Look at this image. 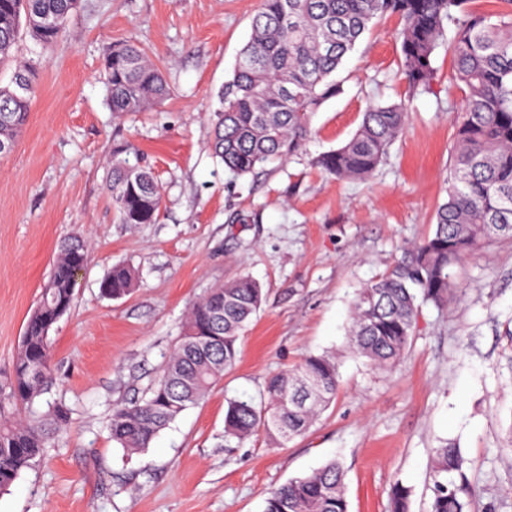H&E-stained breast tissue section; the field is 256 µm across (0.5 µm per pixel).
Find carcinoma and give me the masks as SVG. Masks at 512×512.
Segmentation results:
<instances>
[{
    "label": "carcinoma",
    "instance_id": "1",
    "mask_svg": "<svg viewBox=\"0 0 512 512\" xmlns=\"http://www.w3.org/2000/svg\"><path fill=\"white\" fill-rule=\"evenodd\" d=\"M486 13L473 0H263L251 21L233 76L218 93L210 135L212 154L242 176L272 160L298 155L312 132L313 116L343 91L336 74L360 38L383 19L399 23L400 70L413 92L435 79L434 53L451 41L449 83L462 85V108L451 158L446 199L434 212L432 232L406 248L405 257L380 278L358 289L348 344L378 370H392L405 357L421 309H440L456 297L465 260L482 243L512 239V0ZM78 0H0V67L12 68L0 86V136L13 141L27 124L36 94V73L18 59L22 35L43 48L55 45ZM102 77L114 112H138L166 99L171 88L147 52L132 43L108 49ZM408 121L406 102L371 104L355 134L314 160L336 180H363L387 156ZM112 205L121 224H152L161 204L151 172L112 159ZM85 240L69 238L26 321L21 345L0 372V493L42 457L53 435L68 425L61 404L34 407L48 389V331L74 299L75 271L88 260ZM130 268L116 266L102 293L119 299L131 289ZM264 301L248 276L216 285L192 305L158 377L141 399L112 411V441L128 454L150 447L185 410L199 404L238 359L240 340ZM340 387L338 364L310 355L272 375L259 398L229 402L224 440L242 442L258 431L281 444L306 433ZM430 512H470V480L461 449L448 442L433 450ZM411 490L397 481L390 512H408ZM262 512H349L345 470L330 460L271 491Z\"/></svg>",
    "mask_w": 512,
    "mask_h": 512
}]
</instances>
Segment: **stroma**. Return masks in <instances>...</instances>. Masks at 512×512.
Returning <instances> with one entry per match:
<instances>
[{
    "label": "stroma",
    "mask_w": 512,
    "mask_h": 512,
    "mask_svg": "<svg viewBox=\"0 0 512 512\" xmlns=\"http://www.w3.org/2000/svg\"><path fill=\"white\" fill-rule=\"evenodd\" d=\"M260 0H80L52 49L17 47L38 72L14 151L0 158V371L61 243L81 234L90 260L72 308L54 324L53 383L39 410L63 402L67 431L0 494V512H262L269 491L328 460L346 471L349 512H387L394 482L410 512H428L432 450L459 446L475 488L471 512H512V242L467 259L461 295L423 307L392 372L348 348L355 293L433 229L445 197L461 92L447 45L429 90L400 73L395 20L378 22L347 57L342 94L313 118L301 155L235 176L209 149L217 93L231 78ZM145 47L170 96L115 112L101 78L112 44ZM411 98L407 128L364 181L325 176L311 160L344 144L366 107ZM150 169L162 205L152 224H122L112 207L113 157ZM135 273L113 299L115 265ZM247 275L265 301L236 364L145 451L110 437L114 405L144 395L208 288ZM335 356L341 388L317 423L285 444L255 435L225 444L229 401L257 395L309 354ZM133 279L134 276L129 267L116 266L112 268V272L102 282V293L113 299H119L130 291Z\"/></svg>",
    "instance_id": "stroma-1"
}]
</instances>
